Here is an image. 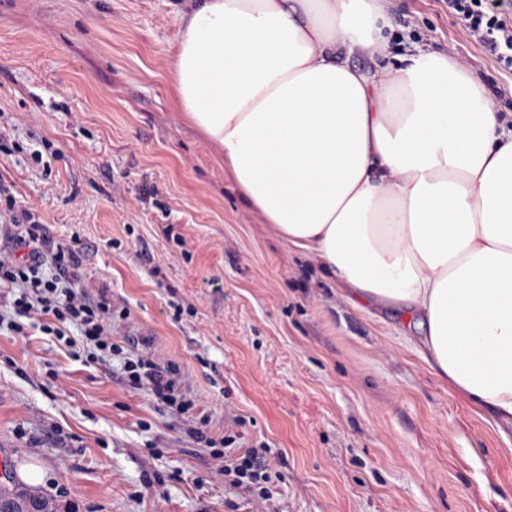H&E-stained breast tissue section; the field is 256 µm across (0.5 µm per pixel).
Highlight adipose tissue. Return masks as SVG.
<instances>
[{
    "label": "adipose tissue",
    "mask_w": 512,
    "mask_h": 512,
    "mask_svg": "<svg viewBox=\"0 0 512 512\" xmlns=\"http://www.w3.org/2000/svg\"><path fill=\"white\" fill-rule=\"evenodd\" d=\"M385 2L178 0L174 105L282 238L512 419V135L447 55L392 53Z\"/></svg>",
    "instance_id": "1"
}]
</instances>
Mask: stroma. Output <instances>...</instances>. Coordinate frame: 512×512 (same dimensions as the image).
<instances>
[{"label": "stroma", "mask_w": 512, "mask_h": 512, "mask_svg": "<svg viewBox=\"0 0 512 512\" xmlns=\"http://www.w3.org/2000/svg\"><path fill=\"white\" fill-rule=\"evenodd\" d=\"M174 0H0V186L107 290L119 355L16 318L0 286V450L62 512H260L191 435L269 448L282 512H512V424L431 372L396 310L350 300L240 196L171 102ZM392 50L463 63L512 130V70L446 0H389ZM148 346H141V339ZM150 352L194 406L124 372Z\"/></svg>", "instance_id": "1"}]
</instances>
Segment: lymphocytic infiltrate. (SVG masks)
<instances>
[{"instance_id": "1", "label": "lymphocytic infiltrate", "mask_w": 512, "mask_h": 512, "mask_svg": "<svg viewBox=\"0 0 512 512\" xmlns=\"http://www.w3.org/2000/svg\"><path fill=\"white\" fill-rule=\"evenodd\" d=\"M449 10L483 44L497 54L500 63L512 69V0H448ZM24 258H16L17 250ZM83 256L75 245L55 242L46 225L32 214L18 216L16 201L0 187V284L17 288L13 301L16 315L39 312L59 324H75L94 352L91 362L99 363L117 353L112 340L115 311L106 294L93 295L80 288ZM127 378L135 388L173 412L183 415L192 407L181 392L176 371L141 355L128 361ZM224 473L232 485L252 489L264 502H272V476L265 452L255 449L224 458Z\"/></svg>"}]
</instances>
